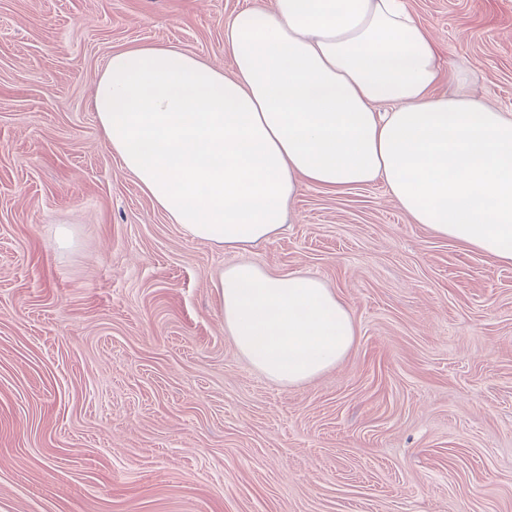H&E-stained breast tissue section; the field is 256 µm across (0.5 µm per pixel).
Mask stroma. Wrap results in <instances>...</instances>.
I'll return each instance as SVG.
<instances>
[{"label": "stroma", "instance_id": "35a3bbf8", "mask_svg": "<svg viewBox=\"0 0 512 512\" xmlns=\"http://www.w3.org/2000/svg\"><path fill=\"white\" fill-rule=\"evenodd\" d=\"M441 92L512 111V0H407ZM274 0H0V512H512V266L413 223L382 184L301 185L249 251L190 238L106 146L112 52L195 51ZM321 279L348 355L284 387L214 282Z\"/></svg>", "mask_w": 512, "mask_h": 512}]
</instances>
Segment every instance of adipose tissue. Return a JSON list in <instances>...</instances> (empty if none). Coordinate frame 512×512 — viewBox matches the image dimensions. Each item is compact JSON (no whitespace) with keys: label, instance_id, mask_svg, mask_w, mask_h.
<instances>
[{"label":"adipose tissue","instance_id":"ef3b65f1","mask_svg":"<svg viewBox=\"0 0 512 512\" xmlns=\"http://www.w3.org/2000/svg\"><path fill=\"white\" fill-rule=\"evenodd\" d=\"M224 74L193 51L113 52L92 107L107 147L191 238L246 251L287 221L301 184L382 183L414 223L512 264V112L438 92V45L405 0H275L224 27ZM224 330L261 375L309 381L355 323L312 275L230 265Z\"/></svg>","mask_w":512,"mask_h":512}]
</instances>
